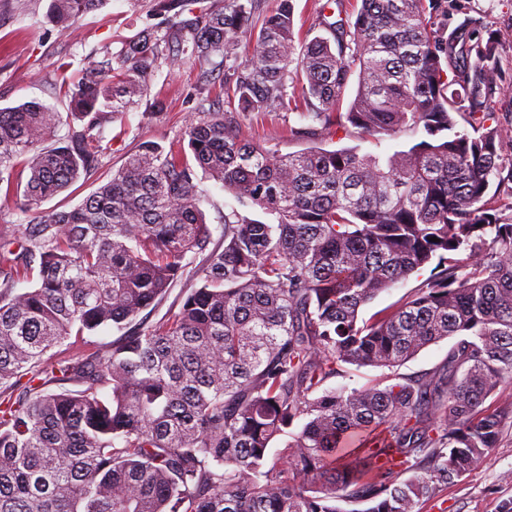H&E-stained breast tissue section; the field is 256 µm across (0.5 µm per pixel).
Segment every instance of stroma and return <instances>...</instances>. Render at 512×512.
<instances>
[{
	"mask_svg": "<svg viewBox=\"0 0 512 512\" xmlns=\"http://www.w3.org/2000/svg\"><path fill=\"white\" fill-rule=\"evenodd\" d=\"M49 0H0V107L38 102L58 112L59 134L71 122L65 85L77 78L85 58L102 49L119 51L125 40L147 28L165 32L168 18L156 14L153 0H109L99 11L83 15L75 29L61 32L47 19ZM357 0H295L296 29L301 41L329 37V23L347 19ZM451 23L464 18L478 22L481 36L493 37L502 59L501 83L508 96L496 105L498 115L512 111V0H452ZM199 65L188 63L177 70L160 68L150 83L147 97L137 108L109 124L100 146V166L91 176L68 191L40 203L43 211L70 210L78 206L100 183L110 178L128 153L145 141L169 146L182 136L187 121L209 109L200 94ZM161 110H154V102ZM305 121L298 111L272 112L242 118L244 138L279 154L312 145L327 149L359 147L361 152L386 155L419 142L421 132L405 131L395 137L345 134L298 138L295 128ZM201 208L213 237H220L224 217L238 205L234 196L208 178H201ZM512 502V422L504 427L500 444L489 449L468 474L423 504L421 512H502Z\"/></svg>",
	"mask_w": 512,
	"mask_h": 512,
	"instance_id": "obj_1",
	"label": "stroma"
}]
</instances>
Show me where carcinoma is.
<instances>
[{"label":"carcinoma","instance_id":"cac0c4a2","mask_svg":"<svg viewBox=\"0 0 512 512\" xmlns=\"http://www.w3.org/2000/svg\"><path fill=\"white\" fill-rule=\"evenodd\" d=\"M104 2L50 0L47 16L67 31ZM191 2L156 0L173 13L163 35L88 60L67 86L76 124L55 144L44 146L58 113L0 108V190L30 207L98 168L106 126L162 66L235 59L251 43L233 73L236 111L215 100L177 143H143L76 208L0 228V512H420L512 421V397L488 402L512 382L497 43L471 18L438 21L443 0H361L353 24L329 25L333 40L299 48L293 0H274L258 29L260 0L204 14ZM290 81L312 121L294 136L339 126L425 139L379 156L281 155L241 138L239 118L289 109ZM199 170L272 221L235 211L213 240ZM190 253L201 284L127 333ZM429 265L413 295L360 319ZM108 328L121 335L88 340ZM448 338L430 374L326 387L346 365L391 371Z\"/></svg>","mask_w":512,"mask_h":512}]
</instances>
